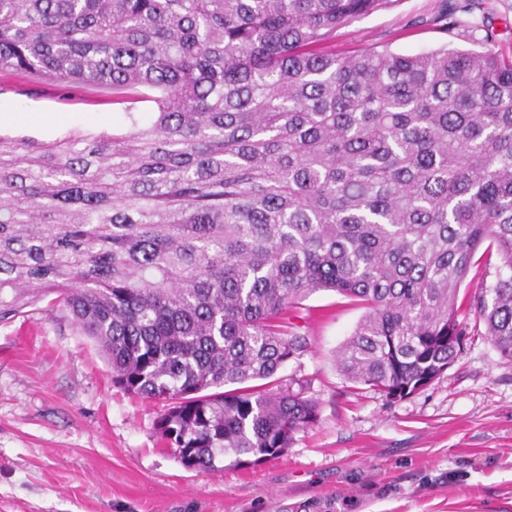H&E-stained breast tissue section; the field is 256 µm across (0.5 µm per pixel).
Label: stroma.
<instances>
[{
    "mask_svg": "<svg viewBox=\"0 0 512 512\" xmlns=\"http://www.w3.org/2000/svg\"><path fill=\"white\" fill-rule=\"evenodd\" d=\"M480 30L437 23L445 0H392L336 31L337 54L444 48L512 55V0H481ZM123 120L107 87L37 73L0 79V131L53 140ZM364 309L332 291L301 302L308 344L281 374L317 421L280 457L200 473L153 433L163 404L112 383L96 345L61 309L0 322V512H512V361L483 336L443 377L402 400L353 388L337 365Z\"/></svg>",
    "mask_w": 512,
    "mask_h": 512,
    "instance_id": "35a3bbf8",
    "label": "stroma"
}]
</instances>
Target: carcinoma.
<instances>
[{"label": "carcinoma", "mask_w": 512, "mask_h": 512, "mask_svg": "<svg viewBox=\"0 0 512 512\" xmlns=\"http://www.w3.org/2000/svg\"><path fill=\"white\" fill-rule=\"evenodd\" d=\"M388 3L0 0V75L110 85L126 118L0 134V322L64 307L115 386L166 406L155 434L191 469L280 456L316 422L278 377L310 293L366 308L339 368L401 400L457 357L483 247L499 264L469 309L512 360V56L329 48Z\"/></svg>", "instance_id": "obj_1"}]
</instances>
